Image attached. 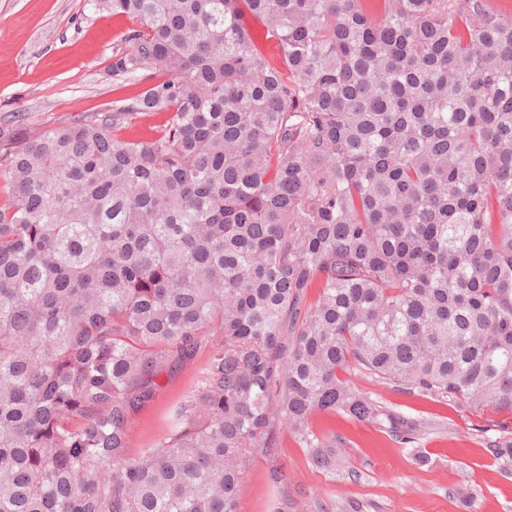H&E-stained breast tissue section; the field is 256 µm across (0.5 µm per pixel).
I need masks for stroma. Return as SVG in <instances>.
I'll list each match as a JSON object with an SVG mask.
<instances>
[{"label": "stroma", "instance_id": "stroma-1", "mask_svg": "<svg viewBox=\"0 0 512 512\" xmlns=\"http://www.w3.org/2000/svg\"><path fill=\"white\" fill-rule=\"evenodd\" d=\"M127 26L124 16L95 12L87 0H0V127L46 132L140 94L145 81L112 76V54ZM206 359L199 352L160 376L155 398L132 420L133 450L166 434L171 407L196 386ZM345 377L428 429L403 444L370 422L316 415L313 428L349 441L340 466L327 472L278 423L277 448L250 454L236 512H512V469L495 461L481 438L504 415L409 393L355 368Z\"/></svg>", "mask_w": 512, "mask_h": 512}]
</instances>
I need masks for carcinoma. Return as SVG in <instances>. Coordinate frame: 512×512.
Returning <instances> with one entry per match:
<instances>
[{"label":"carcinoma","instance_id":"carcinoma-1","mask_svg":"<svg viewBox=\"0 0 512 512\" xmlns=\"http://www.w3.org/2000/svg\"><path fill=\"white\" fill-rule=\"evenodd\" d=\"M136 97L0 129V512H236L288 423L312 464L431 427L342 378L512 415V16L489 0H90ZM278 48L260 51L254 26ZM168 112L157 134L114 132ZM219 341L209 343V337ZM208 348L130 453L168 365ZM483 444L512 466V431ZM206 359L207 349H202L193 359L168 369L159 377L161 388L155 398L133 417L132 453L156 443L166 434L171 407L196 386Z\"/></svg>","mask_w":512,"mask_h":512}]
</instances>
